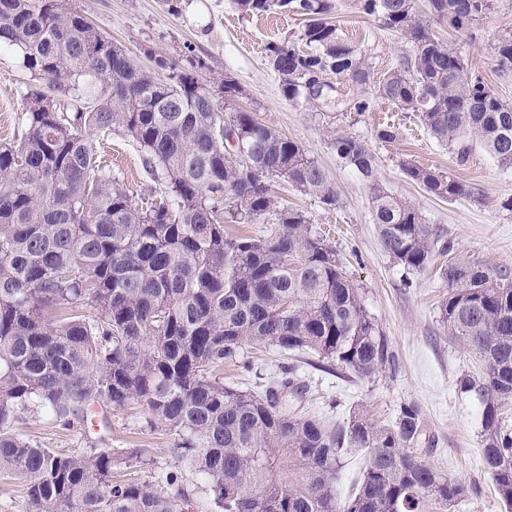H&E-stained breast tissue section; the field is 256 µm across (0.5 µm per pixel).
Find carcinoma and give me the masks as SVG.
Masks as SVG:
<instances>
[{
  "label": "carcinoma",
  "instance_id": "carcinoma-1",
  "mask_svg": "<svg viewBox=\"0 0 512 512\" xmlns=\"http://www.w3.org/2000/svg\"><path fill=\"white\" fill-rule=\"evenodd\" d=\"M244 14L303 17L307 50L268 46L285 98L309 102L308 78L336 79L412 112L458 164L479 142L512 170V105L465 76L461 55L439 40L414 0H356V10L401 34L410 54L378 83L357 47L330 21L331 0H235ZM429 13L465 31L467 0H431ZM0 50L46 78L66 100L34 87L24 95L21 135L0 145V472L24 487L25 512H432L452 510L472 488L416 451L422 412L402 404L389 424L355 410L341 427L286 408L304 391L293 366L251 388L214 371L248 347L319 361L372 378L394 363L336 251L302 211L275 205L286 182L327 206L338 195L295 141L236 107L239 87L219 89L202 63L157 60L147 70L92 23L76 0H0ZM512 70V34L497 44ZM237 131L246 159L226 156L224 128ZM115 132L139 146L159 183L136 199L103 164L90 132ZM336 154L370 182L383 250L421 271L450 245L413 204L386 192L367 143L334 138ZM406 178L448 201L473 188L450 172L402 164ZM240 224L274 217L264 237L224 233V210ZM439 319L448 337L475 351L484 369L459 380L481 408L484 463L512 512V272L465 260L444 269ZM91 302L96 314L75 310ZM138 404L146 430L173 437L175 465L154 480H117L153 465L145 448L91 447L57 453L21 437L25 415L41 412L70 429L93 407ZM366 451L354 496L336 501L344 457Z\"/></svg>",
  "mask_w": 512,
  "mask_h": 512
}]
</instances>
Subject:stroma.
<instances>
[{"label":"stroma","instance_id":"1","mask_svg":"<svg viewBox=\"0 0 512 512\" xmlns=\"http://www.w3.org/2000/svg\"><path fill=\"white\" fill-rule=\"evenodd\" d=\"M86 15L108 31L113 42L136 54L144 66L155 59L178 61L193 53L204 62L207 80L231 78L240 88L236 103L264 124L297 141L322 168L335 187L339 202L329 207L278 182L279 203L302 210L312 230L325 235L348 277L358 285L364 305L388 339L395 363L372 378L324 372L307 354L295 356L298 374L309 385L304 399L289 406L321 420L345 425L354 408L365 407L382 422L394 420L401 404L420 406L426 440L417 450L426 463L472 487L458 512H505L483 459L481 413L477 399L458 389L460 378L479 366L475 352L449 340L439 322V304L448 293L442 268L448 258L469 260L490 269L512 270V212L503 203L512 198V171L501 170L481 146H474L466 164H458L448 146L439 144L412 113L375 100L371 111L348 106L354 92L336 86V100L314 104L286 99L280 80L267 59L270 44L297 41L304 22L293 14H242L234 0H78ZM330 15L342 36L355 44L380 80L410 52L409 43L374 17L359 13L355 0H334ZM437 36L455 48L465 72L480 77L504 102L512 105V71H503L496 58L501 35L512 34V0L493 6L463 33L436 25ZM48 88V80H33L18 55L0 54V143L20 131L23 97L31 86ZM397 127L399 136L381 141L380 125ZM338 135L356 136L376 157L379 184L411 202L430 223L439 225L450 245L448 256H434L420 272L397 265L380 246L372 217L371 190L364 178L340 159L333 145ZM93 142L105 164L134 195L151 196L156 183L146 171L139 149L122 136L96 132ZM449 172L474 187L477 196L448 203L408 181L402 163ZM285 358L268 349H246L239 362L220 367L226 384L246 387L257 378L278 373ZM107 424L62 430L43 416L32 414L17 427L25 439L58 453L84 448L86 440L105 439L115 448H146L155 469L175 463L173 439L144 431L139 409L107 411Z\"/></svg>","mask_w":512,"mask_h":512}]
</instances>
